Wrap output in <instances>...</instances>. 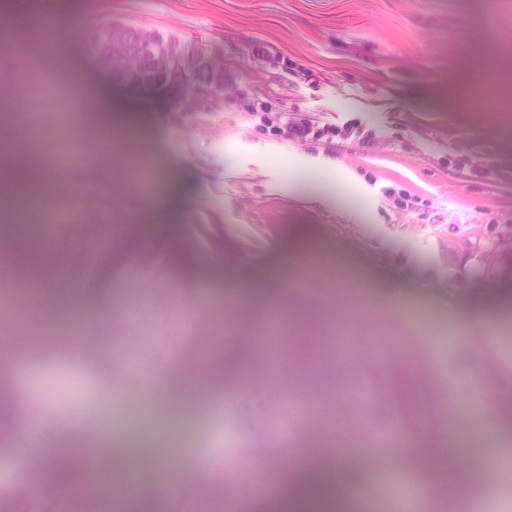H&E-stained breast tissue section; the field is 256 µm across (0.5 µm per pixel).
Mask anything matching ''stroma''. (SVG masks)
Masks as SVG:
<instances>
[{
  "mask_svg": "<svg viewBox=\"0 0 512 512\" xmlns=\"http://www.w3.org/2000/svg\"><path fill=\"white\" fill-rule=\"evenodd\" d=\"M111 23L222 59L223 106L184 114L127 93L81 37ZM20 41L30 67L97 88L130 119L105 164L85 113L53 105L84 128L81 161L43 165L40 213L8 212L17 225L77 214L48 225L81 305L59 303L52 332L41 307L5 318L18 360L0 382L39 425L29 465L66 446L115 462L119 477L146 474L140 499L162 512H268L289 471L330 453L338 485L367 490L361 512L512 505V433L496 407L512 399V265L481 279L474 257L450 248L462 232L494 240L512 225V110L451 94L463 72L494 86L512 66V4L0 0V101L17 113ZM353 122L373 139L346 133ZM288 123L316 132L289 140ZM337 258L351 294L321 302L318 401L286 399L300 382L288 326L274 364L257 344L241 382L200 385L202 358L225 350V282L291 306L306 265ZM71 328L80 337L60 347ZM403 373L416 405L398 392ZM128 383L163 399L130 410ZM450 439L461 484L448 493L432 464ZM198 467L206 482L172 495L171 481Z\"/></svg>",
  "mask_w": 512,
  "mask_h": 512,
  "instance_id": "obj_1",
  "label": "stroma"
}]
</instances>
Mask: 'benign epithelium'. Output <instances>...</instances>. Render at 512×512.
I'll return each instance as SVG.
<instances>
[{
    "label": "benign epithelium",
    "instance_id": "7a95c632",
    "mask_svg": "<svg viewBox=\"0 0 512 512\" xmlns=\"http://www.w3.org/2000/svg\"><path fill=\"white\" fill-rule=\"evenodd\" d=\"M130 32L136 35L145 63L130 72L122 59L116 58L112 63V79L132 94L161 97L182 112H193L201 104L224 95V70L213 68L211 57L179 41H164L152 31H132L121 24L113 25L112 39ZM184 83L197 85L196 102L189 109L177 93V89Z\"/></svg>",
    "mask_w": 512,
    "mask_h": 512
}]
</instances>
